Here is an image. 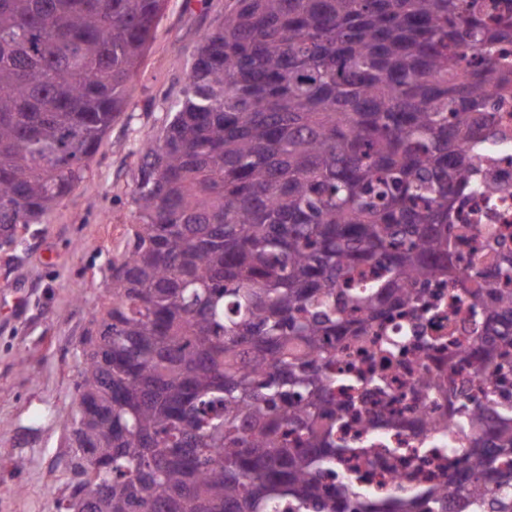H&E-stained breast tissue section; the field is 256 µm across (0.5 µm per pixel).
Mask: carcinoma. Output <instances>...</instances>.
<instances>
[{"instance_id": "carcinoma-1", "label": "carcinoma", "mask_w": 512, "mask_h": 512, "mask_svg": "<svg viewBox=\"0 0 512 512\" xmlns=\"http://www.w3.org/2000/svg\"><path fill=\"white\" fill-rule=\"evenodd\" d=\"M165 0H0V239L43 224L127 101ZM503 0H226L171 117L139 148V223L112 259L64 419L56 512H512L508 377L482 402L441 369L469 432L460 472L412 498L323 474L349 461L338 336L475 284L464 357L512 348V288L455 259L458 202L496 185L473 152L512 93ZM426 346L458 345L420 336Z\"/></svg>"}]
</instances>
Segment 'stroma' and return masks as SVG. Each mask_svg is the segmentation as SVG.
Masks as SVG:
<instances>
[{
  "label": "stroma",
  "mask_w": 512,
  "mask_h": 512,
  "mask_svg": "<svg viewBox=\"0 0 512 512\" xmlns=\"http://www.w3.org/2000/svg\"><path fill=\"white\" fill-rule=\"evenodd\" d=\"M225 0H166L156 38L82 182L42 224L0 245V512H55L70 477L63 417L112 256L138 217L135 151L166 125L200 35Z\"/></svg>",
  "instance_id": "obj_1"
}]
</instances>
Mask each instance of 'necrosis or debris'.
<instances>
[{
  "instance_id": "necrosis-or-debris-1",
  "label": "necrosis or debris",
  "mask_w": 512,
  "mask_h": 512,
  "mask_svg": "<svg viewBox=\"0 0 512 512\" xmlns=\"http://www.w3.org/2000/svg\"><path fill=\"white\" fill-rule=\"evenodd\" d=\"M479 172L487 174L499 185L492 199L470 197L459 203L454 223L463 227L464 253L480 254L491 231L512 223V117L503 116L493 139L487 140L476 154ZM430 300L451 303L449 314L422 313L411 317L400 312L385 319L382 335L369 337L363 343L341 347L336 358V394L343 401L355 402L363 419L351 423L345 438L357 447L373 450V464L349 470L339 468L337 482L354 479L370 494L382 497L391 492H419L432 485L434 472L448 474L457 465L462 442L457 427H449L442 439H435L428 427L448 408L443 399L417 401L410 392L412 375L421 368H441L456 386L476 382L470 366L452 364L447 352L435 347L413 349L407 339L413 331L427 336H444L449 326L468 327L473 312L472 300L462 289H449L443 279H435L428 288ZM392 345L396 351L390 364H382L377 350L380 344ZM375 370L387 379L385 390L374 389L366 379ZM399 420L396 428L387 427L386 419ZM403 449L409 460L397 470L383 469L381 460L390 449Z\"/></svg>"
}]
</instances>
